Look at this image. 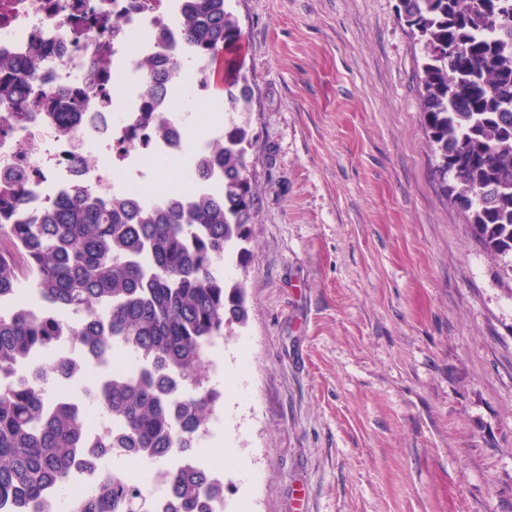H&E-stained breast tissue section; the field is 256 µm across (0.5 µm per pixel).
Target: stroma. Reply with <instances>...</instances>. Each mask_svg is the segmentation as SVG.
Instances as JSON below:
<instances>
[{
    "mask_svg": "<svg viewBox=\"0 0 512 512\" xmlns=\"http://www.w3.org/2000/svg\"><path fill=\"white\" fill-rule=\"evenodd\" d=\"M399 0H230L248 318L211 351L224 512H512V255L441 193Z\"/></svg>",
    "mask_w": 512,
    "mask_h": 512,
    "instance_id": "obj_1",
    "label": "stroma"
}]
</instances>
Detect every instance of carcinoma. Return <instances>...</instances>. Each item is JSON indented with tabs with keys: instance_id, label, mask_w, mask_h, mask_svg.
Instances as JSON below:
<instances>
[{
	"instance_id": "obj_1",
	"label": "carcinoma",
	"mask_w": 512,
	"mask_h": 512,
	"mask_svg": "<svg viewBox=\"0 0 512 512\" xmlns=\"http://www.w3.org/2000/svg\"><path fill=\"white\" fill-rule=\"evenodd\" d=\"M399 19L420 46L423 112L437 157L435 178L462 209L483 249L512 254V0H399ZM180 25L193 56L206 62L203 83L224 51V102L230 119L224 139L193 159L203 181L223 180L207 196L176 195L158 209L137 195L98 202L76 186L58 198L41 222L15 223L29 183L19 165L0 172V512H25L59 493L85 453L82 411L91 404L119 432L117 443L158 462L193 447L189 435L206 425L218 393L207 386L205 353L224 327L248 317L245 288L218 267L250 250L247 224L254 196L247 161V129L237 115L249 111L252 94L238 60L241 31L228 0H183ZM34 61H0V123L16 129L44 103L58 109L66 129L84 109L95 86L56 99L33 86ZM183 63L163 67L147 57L145 104L138 124L170 134L163 105ZM29 284L41 305L17 302ZM77 340L87 353L75 363L64 349ZM136 354L138 371L97 376L79 397L49 393L53 379L87 381L113 350ZM51 363L31 365L35 379L9 380L13 369L39 351ZM196 390L181 402L173 384ZM169 512H191L210 492L205 469L176 470L168 480ZM137 483L115 470L71 512H135Z\"/></svg>"
}]
</instances>
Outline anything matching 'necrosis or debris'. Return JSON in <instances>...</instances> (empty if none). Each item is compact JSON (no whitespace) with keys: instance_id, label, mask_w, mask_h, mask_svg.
<instances>
[{"instance_id":"4bbe7bcc","label":"necrosis or debris","mask_w":512,"mask_h":512,"mask_svg":"<svg viewBox=\"0 0 512 512\" xmlns=\"http://www.w3.org/2000/svg\"><path fill=\"white\" fill-rule=\"evenodd\" d=\"M131 0H0V59L39 56L36 72L44 90L75 95L95 84L83 116L69 132H60L50 107L39 108L25 130L0 134V168L25 165L30 173L28 196L16 220H36L63 192L84 185L94 197L108 201L152 179V161L184 153L198 154L217 135L206 129L196 138L187 135V118L170 108L174 139H159L139 131L137 142L128 136L143 105L145 77L138 67L142 57L155 54L158 37L184 62L173 84L174 94L191 91L207 96L198 64L180 30L179 0H159L156 12L132 9ZM120 21L124 39L113 40L107 29ZM101 68H93V61ZM87 438L92 447L69 478L65 497L43 500L40 512H63L66 500L86 497L107 477L93 444L106 431L101 415L85 413ZM139 483L146 512H165L171 469L197 466L194 455L177 456L158 464L126 454Z\"/></svg>"}]
</instances>
